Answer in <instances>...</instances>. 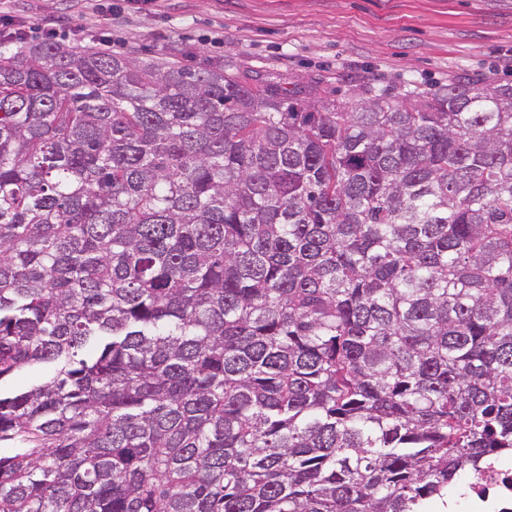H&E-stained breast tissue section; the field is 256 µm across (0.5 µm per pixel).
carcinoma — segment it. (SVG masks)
<instances>
[{"label":"carcinoma","mask_w":512,"mask_h":512,"mask_svg":"<svg viewBox=\"0 0 512 512\" xmlns=\"http://www.w3.org/2000/svg\"><path fill=\"white\" fill-rule=\"evenodd\" d=\"M508 453L512 84L0 43V512H429Z\"/></svg>","instance_id":"cac0c4a2"}]
</instances>
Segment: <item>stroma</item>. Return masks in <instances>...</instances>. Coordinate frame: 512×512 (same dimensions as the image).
Listing matches in <instances>:
<instances>
[{"label":"stroma","instance_id":"1","mask_svg":"<svg viewBox=\"0 0 512 512\" xmlns=\"http://www.w3.org/2000/svg\"><path fill=\"white\" fill-rule=\"evenodd\" d=\"M0 23L76 49L136 48L199 68L395 95L461 76L512 82V0H0Z\"/></svg>","mask_w":512,"mask_h":512}]
</instances>
